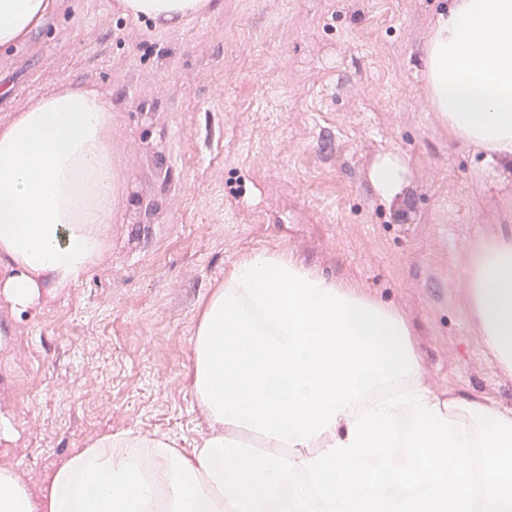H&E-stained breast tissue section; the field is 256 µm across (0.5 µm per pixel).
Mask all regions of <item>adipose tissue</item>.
<instances>
[{
    "label": "adipose tissue",
    "instance_id": "1",
    "mask_svg": "<svg viewBox=\"0 0 512 512\" xmlns=\"http://www.w3.org/2000/svg\"><path fill=\"white\" fill-rule=\"evenodd\" d=\"M53 0H0V47ZM210 0H122L175 26ZM430 103L452 137L512 166V0H447L425 46ZM112 107L93 88L42 98L0 126V293L35 305L74 285L112 221ZM409 176L387 153L385 199ZM485 352L512 374V235L464 262ZM404 317L294 261L257 253L205 300L189 388L210 426L184 455L109 435L66 458L43 496L0 468V512H512V408L425 384Z\"/></svg>",
    "mask_w": 512,
    "mask_h": 512
}]
</instances>
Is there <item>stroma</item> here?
I'll return each instance as SVG.
<instances>
[{"label": "stroma", "mask_w": 512, "mask_h": 512, "mask_svg": "<svg viewBox=\"0 0 512 512\" xmlns=\"http://www.w3.org/2000/svg\"><path fill=\"white\" fill-rule=\"evenodd\" d=\"M0 48V125L48 95L112 105V224L101 261L22 309L0 294V467L32 492L107 434L208 432L190 392L204 300L266 251L397 309L423 381L512 406L482 350L462 271L512 229V175L433 112L424 45L441 0H211L176 27L120 0H54ZM395 152L411 175L387 201L368 179Z\"/></svg>", "instance_id": "1"}]
</instances>
